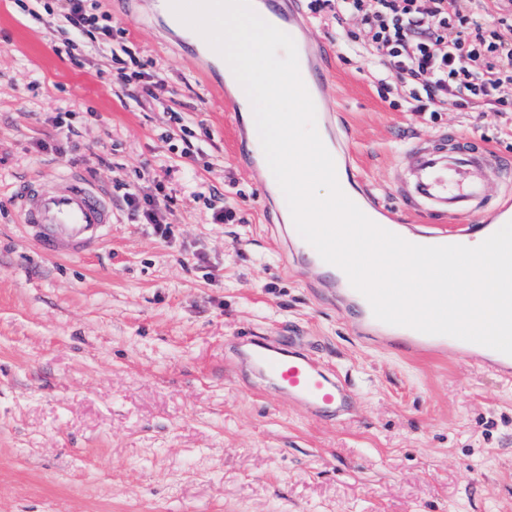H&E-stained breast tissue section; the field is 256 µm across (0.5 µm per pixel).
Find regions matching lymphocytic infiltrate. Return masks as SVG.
Instances as JSON below:
<instances>
[{
  "label": "lymphocytic infiltrate",
  "mask_w": 512,
  "mask_h": 512,
  "mask_svg": "<svg viewBox=\"0 0 512 512\" xmlns=\"http://www.w3.org/2000/svg\"><path fill=\"white\" fill-rule=\"evenodd\" d=\"M65 30L87 36L108 50L110 61L129 55L128 36L114 38L112 18L97 0H54ZM460 0H308L307 9L337 24L357 22L372 52L385 67L374 73L380 89L400 83L413 112H444L486 107L512 112V0H494L493 9L463 15ZM124 202L131 218L152 224L169 238L162 223L168 197L162 189L143 193L127 187Z\"/></svg>",
  "instance_id": "lymphocytic-infiltrate-1"
}]
</instances>
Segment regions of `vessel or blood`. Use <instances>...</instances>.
Wrapping results in <instances>:
<instances>
[{"mask_svg":"<svg viewBox=\"0 0 512 512\" xmlns=\"http://www.w3.org/2000/svg\"><path fill=\"white\" fill-rule=\"evenodd\" d=\"M300 4L301 0H251L258 15L294 39L302 79L317 100L334 70L336 50L313 45L305 34ZM152 18L177 32L187 48L200 49V35L176 17L169 0H154ZM201 77L232 117L239 131L236 152L246 168H253L257 157L250 138L242 132L243 97L228 93L223 58L214 56ZM400 156L408 168L409 182L403 185L397 204L375 198L367 202L359 193L352 197L355 204L365 205L366 215L381 227L415 244L465 245L497 230L493 224L475 223L478 213L492 210L500 213L503 221H512V181L504 182L497 196H490L488 190L491 175L507 169L508 164L485 144L448 149L441 143L428 147L407 143ZM11 203L18 210L25 236L48 257L88 255L102 245L112 225L110 200L76 173L24 182ZM281 246L296 265L315 270L330 301L347 305L361 336L382 339L398 353L454 350L512 382V356L450 336L384 323L375 318L369 302L351 286L346 274L323 261L299 233H292ZM235 344L242 349L241 362L263 379L270 391L299 405L308 416L334 421L351 413L357 399L354 390L305 347L259 335L237 337Z\"/></svg>","mask_w":512,"mask_h":512,"instance_id":"b4317fda","label":"vessel or blood"}]
</instances>
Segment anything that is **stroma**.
<instances>
[{
  "label": "stroma",
  "mask_w": 512,
  "mask_h": 512,
  "mask_svg": "<svg viewBox=\"0 0 512 512\" xmlns=\"http://www.w3.org/2000/svg\"><path fill=\"white\" fill-rule=\"evenodd\" d=\"M112 28L129 31L144 72L163 73L157 98L110 80L104 51L45 10L0 0V197L74 166L112 200L105 244L77 260L42 255L0 208V512H512V384L454 351L360 340L347 310L319 300L314 271L286 265V200L238 166L191 50L117 14ZM308 32L337 51L329 107L382 202L397 200L408 140L464 137L512 160V112L404 111L370 82L360 27ZM66 40L74 56L55 52ZM63 104L67 144L53 125ZM175 112L195 158L180 155ZM155 175L172 199L165 241L124 210L125 185L150 192ZM199 182L241 223H214ZM253 334L312 346L357 393L356 413L326 424L262 393L233 345Z\"/></svg>",
  "instance_id": "obj_1"
}]
</instances>
